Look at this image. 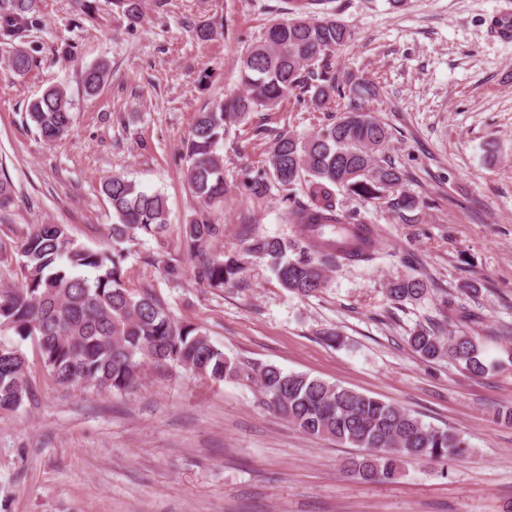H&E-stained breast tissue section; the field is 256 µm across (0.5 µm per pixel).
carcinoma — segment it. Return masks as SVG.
Segmentation results:
<instances>
[{
  "label": "carcinoma",
  "mask_w": 512,
  "mask_h": 512,
  "mask_svg": "<svg viewBox=\"0 0 512 512\" xmlns=\"http://www.w3.org/2000/svg\"><path fill=\"white\" fill-rule=\"evenodd\" d=\"M42 0H0V44L9 45L12 70L27 74L34 65L21 47L40 26ZM320 0H299L293 17L268 25L263 38L240 59L242 92L217 100L196 113L184 144V181L203 210L183 227L186 250L195 261L193 277L207 288L237 281L248 257L268 259L280 285L310 296L325 287L327 273L369 264L378 243L356 211L338 208L340 192L362 201L386 200L403 222L419 219L421 201L405 190L408 174L386 154L390 133L363 104L378 95L363 78H336L332 57L351 40V32L331 15L310 18ZM105 61L82 73L83 92L98 95L110 76ZM307 99L319 112L334 98L348 100L343 117L315 134H283L264 165L248 177L251 198L284 192L283 224L291 237H257L235 254L213 253L224 225L212 223L208 209L224 203V158L219 153L231 126L258 110H271L290 96ZM27 117L41 140L52 144L73 128L67 92L53 86L28 106ZM101 192L112 208L108 244L79 245L65 224H29L13 256L0 250V267H14L17 282L0 286V414L17 412L34 399L29 363L19 342L33 340L44 370L62 387L97 393H128L140 384L144 366H179L212 381L238 380L243 363L224 354L200 327L168 312L152 284L128 286L123 244L162 236L168 226L166 197L147 193L111 175ZM17 196L10 178L0 175V220L13 212ZM428 284L412 277L387 288L391 302L421 300ZM479 319L475 310L448 296L441 318L417 327L408 338L424 360L446 357L471 374H483L481 337L453 330L457 322ZM264 403L300 432L361 448L343 462V471L360 483L397 481L410 460L446 465L471 454V444L453 429L425 423L394 403L305 373L275 365L251 368Z\"/></svg>",
  "instance_id": "carcinoma-1"
}]
</instances>
